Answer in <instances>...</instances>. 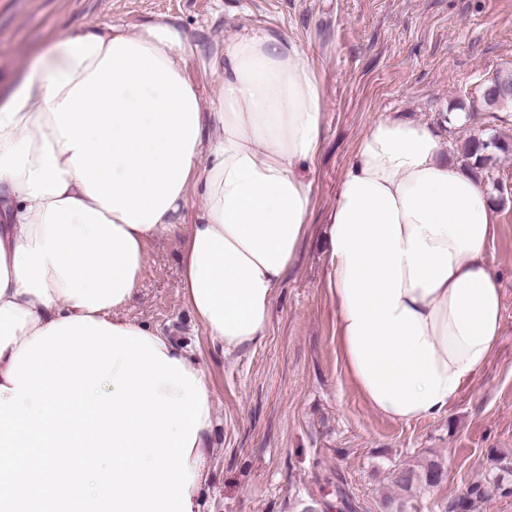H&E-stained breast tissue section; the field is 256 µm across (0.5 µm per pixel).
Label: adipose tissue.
<instances>
[{
  "instance_id": "ef3b65f1",
  "label": "adipose tissue",
  "mask_w": 512,
  "mask_h": 512,
  "mask_svg": "<svg viewBox=\"0 0 512 512\" xmlns=\"http://www.w3.org/2000/svg\"><path fill=\"white\" fill-rule=\"evenodd\" d=\"M194 47L158 19L56 34L0 102V386L24 343L87 316L142 331L202 387L173 337L124 310L157 237L182 241L180 291L221 353L264 338L305 236L326 109L310 51L243 28L213 58L218 90L186 72ZM428 124L371 123L326 217L327 288L346 368L365 402L410 423L441 415L487 365L502 288L490 195L443 157ZM188 457L200 512L215 402Z\"/></svg>"
}]
</instances>
